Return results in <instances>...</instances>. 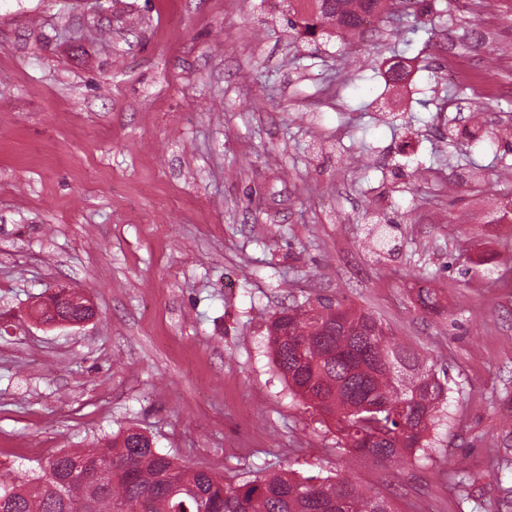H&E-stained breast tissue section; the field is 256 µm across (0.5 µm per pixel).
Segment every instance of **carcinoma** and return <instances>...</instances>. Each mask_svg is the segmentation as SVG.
Returning <instances> with one entry per match:
<instances>
[{
  "mask_svg": "<svg viewBox=\"0 0 512 512\" xmlns=\"http://www.w3.org/2000/svg\"><path fill=\"white\" fill-rule=\"evenodd\" d=\"M288 25L328 37L359 31L362 17L398 0H280ZM271 361L292 394L334 420L337 449L400 464L430 456L445 383L435 364L376 317L339 301L286 308L267 329ZM0 512H397L346 477L280 470L235 481L194 469L131 430L61 450L21 478L0 476Z\"/></svg>",
  "mask_w": 512,
  "mask_h": 512,
  "instance_id": "cac0c4a2",
  "label": "carcinoma"
}]
</instances>
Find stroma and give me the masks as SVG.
Segmentation results:
<instances>
[{"label": "stroma", "mask_w": 512, "mask_h": 512, "mask_svg": "<svg viewBox=\"0 0 512 512\" xmlns=\"http://www.w3.org/2000/svg\"><path fill=\"white\" fill-rule=\"evenodd\" d=\"M432 5L500 92L435 81L426 32L391 52L404 9L346 46L292 38L276 0H0V472L132 428L240 480L512 512V184L463 134L512 164V0ZM61 285L92 322L33 319ZM320 298L446 369L430 458L339 454L290 394L266 330Z\"/></svg>", "instance_id": "35a3bbf8"}]
</instances>
